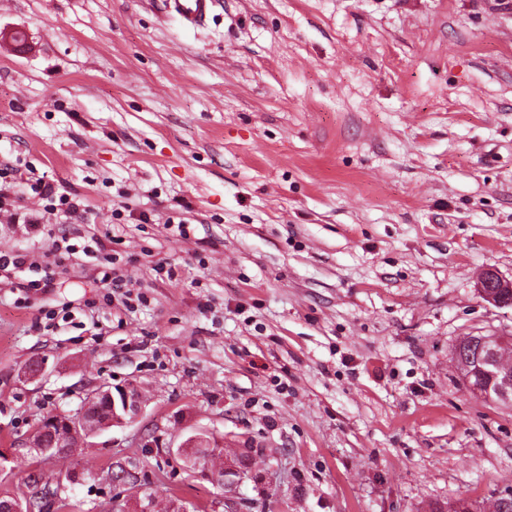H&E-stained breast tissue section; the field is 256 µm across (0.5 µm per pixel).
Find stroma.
I'll list each match as a JSON object with an SVG mask.
<instances>
[{
  "label": "stroma",
  "mask_w": 512,
  "mask_h": 512,
  "mask_svg": "<svg viewBox=\"0 0 512 512\" xmlns=\"http://www.w3.org/2000/svg\"><path fill=\"white\" fill-rule=\"evenodd\" d=\"M39 178L86 210L0 212V251L23 259L0 270V496L33 471L63 512H494L512 491V406L453 361L461 337L512 334L477 291L488 268L512 280L495 0H218L195 32L141 0H0L17 212L43 210ZM103 385L140 415L28 448ZM197 434L223 444L211 473L251 448L236 495L187 477Z\"/></svg>",
  "instance_id": "1"
}]
</instances>
